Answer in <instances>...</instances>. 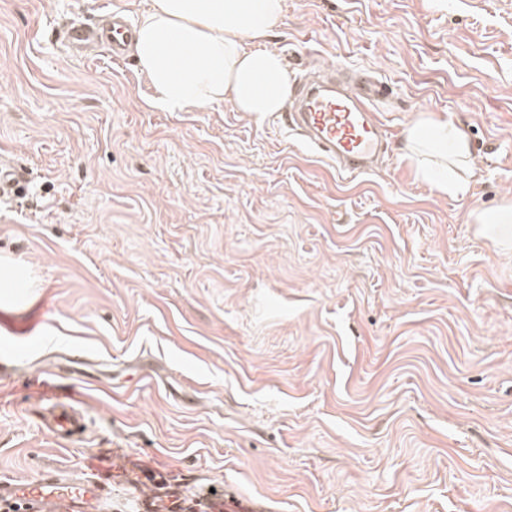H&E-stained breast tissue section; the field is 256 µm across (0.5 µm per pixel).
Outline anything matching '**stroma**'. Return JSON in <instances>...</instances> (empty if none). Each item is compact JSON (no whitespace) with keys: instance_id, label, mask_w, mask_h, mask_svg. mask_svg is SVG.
<instances>
[{"instance_id":"35a3bbf8","label":"stroma","mask_w":512,"mask_h":512,"mask_svg":"<svg viewBox=\"0 0 512 512\" xmlns=\"http://www.w3.org/2000/svg\"><path fill=\"white\" fill-rule=\"evenodd\" d=\"M150 0H0V253L39 281L0 306V480L215 488L264 512H512V0H284L289 77L393 86L387 147L339 174L276 118L152 104L134 58L70 56L60 26ZM451 117L475 177L439 194L407 128ZM82 349L85 364L67 367ZM85 409L51 435L35 381ZM24 182L22 169L17 168L5 156L0 155V198L15 195L19 192L20 184Z\"/></svg>"}]
</instances>
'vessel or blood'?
Segmentation results:
<instances>
[{
    "label": "vessel or blood",
    "instance_id": "obj_1",
    "mask_svg": "<svg viewBox=\"0 0 512 512\" xmlns=\"http://www.w3.org/2000/svg\"><path fill=\"white\" fill-rule=\"evenodd\" d=\"M132 35L126 14L116 11L111 23L103 28L70 23L64 31V40L67 48L82 58L91 57L97 45H108L113 61L117 62ZM392 94V87L372 79L352 86L307 78L291 85L292 105L281 115L280 122L320 158L332 163L338 172L364 173L371 169L372 159L383 143L384 124L378 106ZM23 181L22 169L0 155V198L17 194ZM52 406L49 431L71 434L81 429L82 412L73 399L56 398ZM102 492L99 485L62 488L43 483L31 502L39 512H91ZM203 499L210 504V512H257L256 507L224 499L215 492H206Z\"/></svg>",
    "mask_w": 512,
    "mask_h": 512
}]
</instances>
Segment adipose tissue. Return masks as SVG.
<instances>
[{
  "label": "adipose tissue",
  "mask_w": 512,
  "mask_h": 512,
  "mask_svg": "<svg viewBox=\"0 0 512 512\" xmlns=\"http://www.w3.org/2000/svg\"><path fill=\"white\" fill-rule=\"evenodd\" d=\"M284 0H150L138 19L131 54L149 79L153 103L185 112L230 103L257 119L284 108L289 94L282 55L265 48L282 23ZM408 158L441 157L444 177L428 165L421 178L436 191L464 196L470 191L473 159L464 126L451 118L419 120L404 140Z\"/></svg>",
  "instance_id": "1"
}]
</instances>
